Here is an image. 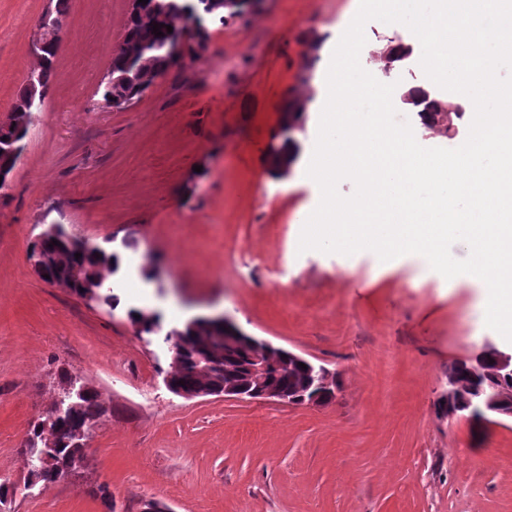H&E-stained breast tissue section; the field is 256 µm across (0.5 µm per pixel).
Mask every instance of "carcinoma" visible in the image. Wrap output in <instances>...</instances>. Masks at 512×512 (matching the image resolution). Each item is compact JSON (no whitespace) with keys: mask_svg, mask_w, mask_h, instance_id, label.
I'll use <instances>...</instances> for the list:
<instances>
[{"mask_svg":"<svg viewBox=\"0 0 512 512\" xmlns=\"http://www.w3.org/2000/svg\"><path fill=\"white\" fill-rule=\"evenodd\" d=\"M53 2L51 14L61 32L68 15L69 0ZM139 7V11L130 13L126 24V50L112 56L108 73L97 88L101 96L116 98L121 108L136 103L171 68L164 37L152 33L153 25H160L162 32L163 25L183 14L216 17L221 23L235 17L225 9L224 0H148ZM37 73L39 88L46 96L57 79L54 59L49 56L41 59ZM32 117L33 112L25 111L0 125V171L9 172L13 152L24 149ZM55 240L58 241L56 245L53 244ZM77 253L80 254L78 259L75 258ZM30 258L44 266V274L50 276L48 282H62L75 295L86 294L91 287L100 284L102 268L110 267L115 272L121 265L119 254L73 235L63 224L47 225L40 240L32 245ZM128 319L139 333L160 336L164 344L176 347L178 367L170 370L173 393L201 384L217 392L224 391L226 366L239 375L247 392L263 383H275L287 390L307 394L318 391L317 371L310 363L305 369L294 364L290 369L269 366L252 373L249 349L224 353V340L219 338V331L205 324L187 323L181 328L166 330L159 316L145 317L139 308L129 309ZM455 370L469 384L474 400H480L478 394L487 388V380L472 378L465 361L455 363ZM59 379L62 396L66 398L63 411L34 418L25 441L24 451L30 457L29 478L33 485L54 483L70 474L76 464L84 463V440L111 413L110 408L99 400L97 392L75 380L69 371L60 370ZM181 380L185 385H179Z\"/></svg>","mask_w":512,"mask_h":512,"instance_id":"cac0c4a2","label":"carcinoma"}]
</instances>
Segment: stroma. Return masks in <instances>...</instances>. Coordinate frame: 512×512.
I'll list each match as a JSON object with an SVG mask.
<instances>
[{"label": "stroma", "mask_w": 512, "mask_h": 512, "mask_svg": "<svg viewBox=\"0 0 512 512\" xmlns=\"http://www.w3.org/2000/svg\"><path fill=\"white\" fill-rule=\"evenodd\" d=\"M359 0H265L245 19L210 21L202 59L185 61L117 109L98 84L122 38L130 0H70L58 80L36 112L0 205V512H116L146 499L173 512H512V421L439 416L448 367L484 341L475 284L449 282L408 257L299 252L317 204L305 175L316 126L281 128ZM49 0H0V121L35 64L30 44ZM364 69L394 84L393 104L425 147L435 138L404 104L425 84L421 45L404 25L369 21ZM411 54L385 65L388 46ZM121 254L104 285L109 309L40 279L29 249L45 222ZM164 327L209 314L335 371L322 407L188 400L164 378L172 353L135 331L127 310ZM94 387L112 414L79 473L27 485L21 445L59 397L58 371Z\"/></svg>", "instance_id": "1"}]
</instances>
